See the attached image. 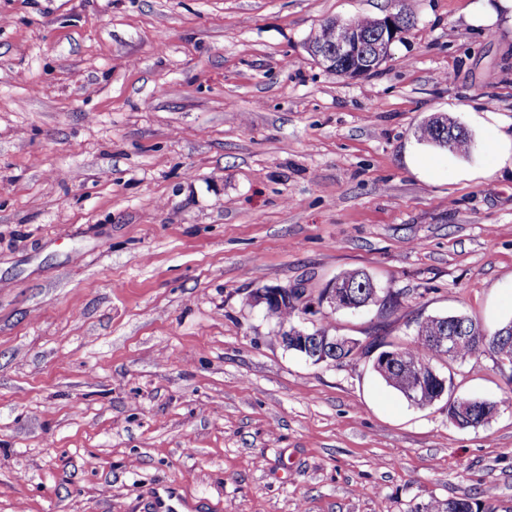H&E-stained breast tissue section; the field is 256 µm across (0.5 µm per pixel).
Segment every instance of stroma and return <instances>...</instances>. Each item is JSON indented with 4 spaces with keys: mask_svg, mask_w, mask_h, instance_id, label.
I'll use <instances>...</instances> for the list:
<instances>
[{
    "mask_svg": "<svg viewBox=\"0 0 512 512\" xmlns=\"http://www.w3.org/2000/svg\"><path fill=\"white\" fill-rule=\"evenodd\" d=\"M379 67L328 74L331 18L387 0H0V512H512V383L490 354L411 405L370 358L289 350L251 295L348 269L398 307L306 328L408 339L512 320V15L402 0ZM445 113L459 154L419 140ZM419 158L422 169L409 165ZM447 120L448 128H455L450 145H448L446 141H443L439 132L440 126L445 125ZM448 128L447 130L441 131L442 137L445 136L446 132L448 133ZM419 133L420 140L440 148L448 149V151L451 152H466L469 148L470 141L467 132L445 115L431 116L419 127ZM478 401V402H477ZM462 404H465L468 406L469 413L466 414L465 407H462L457 411V406H460ZM499 402L497 401H488V400H474V399H466V398H457L451 400L449 397L448 400V416H450V419L456 423L457 425H460L461 418L469 417V422H472V425L465 426V427H477L481 425H485L489 422L491 419V411L493 408H495L492 411V414L495 415L498 412ZM456 413V416H451Z\"/></svg>",
    "mask_w": 512,
    "mask_h": 512,
    "instance_id": "35a3bbf8",
    "label": "stroma"
}]
</instances>
